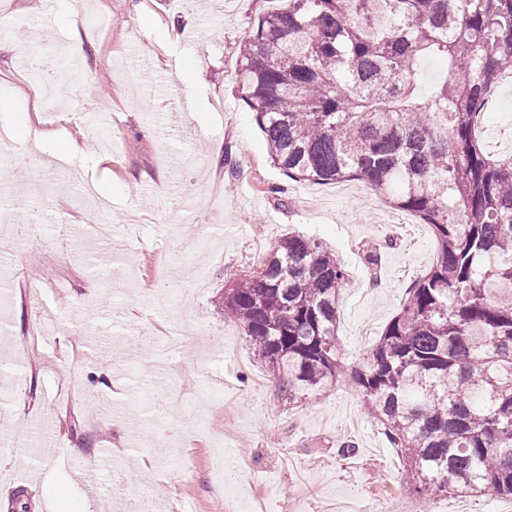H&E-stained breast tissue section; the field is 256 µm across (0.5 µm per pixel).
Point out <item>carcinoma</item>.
<instances>
[{"instance_id": "carcinoma-1", "label": "carcinoma", "mask_w": 512, "mask_h": 512, "mask_svg": "<svg viewBox=\"0 0 512 512\" xmlns=\"http://www.w3.org/2000/svg\"><path fill=\"white\" fill-rule=\"evenodd\" d=\"M239 51L241 99L293 181L366 180L431 226L436 261L350 378L418 496L512 497V158L475 117L512 68V0H280ZM446 71L432 92L420 61ZM348 271L314 240H278L224 289L281 397L344 370Z\"/></svg>"}]
</instances>
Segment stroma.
<instances>
[{
  "mask_svg": "<svg viewBox=\"0 0 512 512\" xmlns=\"http://www.w3.org/2000/svg\"><path fill=\"white\" fill-rule=\"evenodd\" d=\"M275 0H55L43 15L12 0L19 29L0 34V128L14 160L0 197L19 221L41 227L0 258V376L5 428L54 439L1 462L28 468L30 512H100L121 478L130 498L149 492L152 512H512V499L411 496L406 465L348 380L296 403L281 400L240 323L224 313V285L256 268L295 233L327 247L348 270L338 344L357 365L431 266L428 225L389 207L361 179L295 182L268 155L238 89L239 47ZM108 21L95 29L96 18ZM70 61L83 85L58 87L59 120L47 121L27 80L39 60ZM479 127L489 156L512 157V71ZM106 107L119 145L81 121ZM46 139L34 146L32 131ZM75 149L63 167L58 138ZM236 174L224 167L225 154ZM120 229L142 224L130 252L108 238L72 235L98 201ZM40 276L59 331L44 336L28 300ZM195 330L176 355L169 322ZM85 357L72 365L74 350Z\"/></svg>",
  "mask_w": 512,
  "mask_h": 512,
  "instance_id": "stroma-1",
  "label": "stroma"
}]
</instances>
